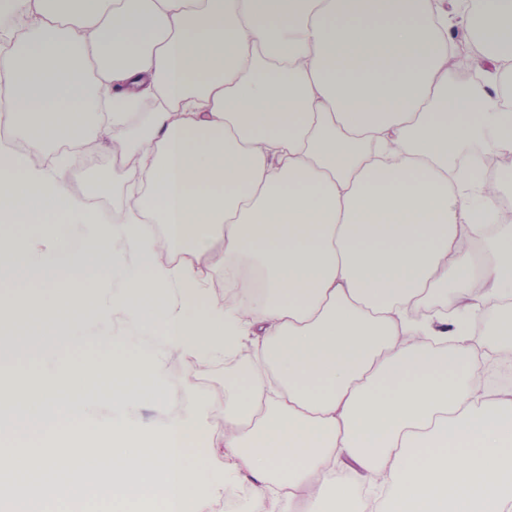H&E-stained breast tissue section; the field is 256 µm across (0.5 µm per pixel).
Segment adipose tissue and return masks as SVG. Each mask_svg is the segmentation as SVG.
<instances>
[{
    "instance_id": "adipose-tissue-1",
    "label": "adipose tissue",
    "mask_w": 512,
    "mask_h": 512,
    "mask_svg": "<svg viewBox=\"0 0 512 512\" xmlns=\"http://www.w3.org/2000/svg\"><path fill=\"white\" fill-rule=\"evenodd\" d=\"M0 215L59 211L37 242L0 237V277L60 287L107 263L80 299L0 292V335H78L114 355L81 367L53 345L38 394L0 381V421L51 432L91 393L99 478L58 495L52 450L0 453L13 512H69L172 485L167 512H208L179 455L206 434L189 402L157 429L125 419L172 400L162 356L215 360L250 341L224 389V466L210 495L252 480L250 512H512V387L478 380L512 352V167L459 165L473 140L512 156V0H0ZM98 134L134 157L112 224L69 183L94 89ZM26 145L17 152L14 140ZM178 256L165 263L159 247ZM257 266L253 290L241 270ZM224 272L231 303L207 284Z\"/></svg>"
}]
</instances>
